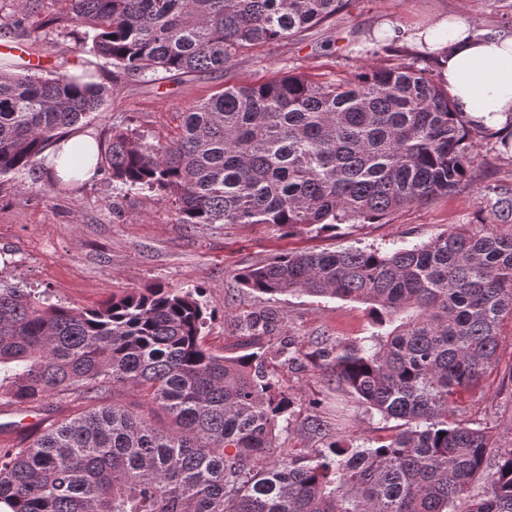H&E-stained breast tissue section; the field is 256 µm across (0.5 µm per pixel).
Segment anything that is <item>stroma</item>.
<instances>
[{
	"label": "stroma",
	"instance_id": "stroma-1",
	"mask_svg": "<svg viewBox=\"0 0 512 512\" xmlns=\"http://www.w3.org/2000/svg\"><path fill=\"white\" fill-rule=\"evenodd\" d=\"M23 30L10 25L15 0H0V42L25 41L48 62L49 71L67 72L83 58L81 26L50 24L59 0H30ZM475 22L479 30L512 31V0H352L348 9L301 37L243 53L225 74L171 76L157 81L110 79L101 62L102 82L112 90L101 110L80 124L83 132L109 143L113 130L136 129L147 142L165 143L178 132L181 114L193 103L270 75L319 73L333 78L356 67L409 62L417 49L403 41L382 50L375 36L383 26L414 31L446 17ZM478 159L472 178L454 193L397 210L379 224H342L316 234L284 235L273 224L178 223L171 200L142 189H127L102 174L86 186L51 185L42 170L0 179V281L19 283L44 294L47 303L91 307L114 296L156 285L199 289L205 311L204 344L228 355L244 331L240 315L275 310L280 320L265 337V350L288 342L304 345L307 356L292 367L277 366L283 389L301 398L291 430L280 432L284 448H318L304 438L300 422L306 399L318 398L328 414L341 399L321 362L310 359L322 339L360 341L376 327L364 304L303 293L263 295L243 288L245 268L281 252L341 250L350 247L411 245L441 231L477 223L487 185L512 182V160L495 139L475 133ZM496 368L465 393L461 419L490 426L512 442V390L502 377L512 368V325L504 324Z\"/></svg>",
	"mask_w": 512,
	"mask_h": 512
}]
</instances>
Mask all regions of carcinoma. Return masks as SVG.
Listing matches in <instances>:
<instances>
[{"label":"carcinoma","instance_id":"cac0c4a2","mask_svg":"<svg viewBox=\"0 0 512 512\" xmlns=\"http://www.w3.org/2000/svg\"><path fill=\"white\" fill-rule=\"evenodd\" d=\"M82 50L128 80L221 74L243 50L320 25L350 0H63ZM422 58L344 78L285 73L182 113L149 144L112 132V181L176 204L180 224H275L288 233L374 224L455 191L471 176L469 121ZM67 73L0 71V177L32 172L109 89ZM485 217L411 247L283 253L239 274L262 294L369 305L393 325L371 345L341 340L315 357L336 388L378 415L361 448L308 401L301 427L325 449L277 444L288 396L261 352L279 321L240 317L241 353L202 342L190 291L157 285L90 309L0 285V399L34 409L76 394L87 407L0 448V512H512V443L456 418L458 395L496 364L512 322V183L487 186ZM302 347L276 352L293 364ZM128 388L140 400L109 402Z\"/></svg>","mask_w":512,"mask_h":512}]
</instances>
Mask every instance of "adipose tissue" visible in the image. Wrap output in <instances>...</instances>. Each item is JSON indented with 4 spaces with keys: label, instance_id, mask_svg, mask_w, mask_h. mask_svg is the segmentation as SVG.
Returning a JSON list of instances; mask_svg holds the SVG:
<instances>
[{
    "label": "adipose tissue",
    "instance_id": "ef3b65f1",
    "mask_svg": "<svg viewBox=\"0 0 512 512\" xmlns=\"http://www.w3.org/2000/svg\"><path fill=\"white\" fill-rule=\"evenodd\" d=\"M419 48L436 55L438 73L456 111L471 123L508 133L512 130V33L477 32L464 19L444 18L413 33ZM85 161L70 164V143L59 140L45 165L63 182H83L96 174L99 147L84 136Z\"/></svg>",
    "mask_w": 512,
    "mask_h": 512
}]
</instances>
